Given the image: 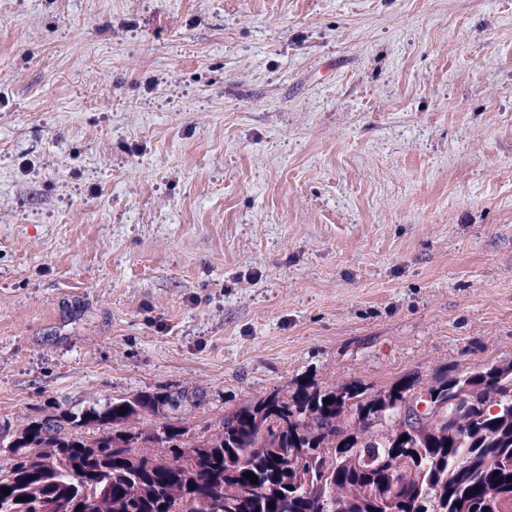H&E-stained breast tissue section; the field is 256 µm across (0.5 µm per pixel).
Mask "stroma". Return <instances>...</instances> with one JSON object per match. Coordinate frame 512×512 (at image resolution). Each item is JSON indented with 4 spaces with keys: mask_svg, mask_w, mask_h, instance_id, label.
<instances>
[{
    "mask_svg": "<svg viewBox=\"0 0 512 512\" xmlns=\"http://www.w3.org/2000/svg\"><path fill=\"white\" fill-rule=\"evenodd\" d=\"M512 361V0H0V426Z\"/></svg>",
    "mask_w": 512,
    "mask_h": 512,
    "instance_id": "1",
    "label": "stroma"
}]
</instances>
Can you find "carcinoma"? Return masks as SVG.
Instances as JSON below:
<instances>
[{
	"instance_id": "cac0c4a2",
	"label": "carcinoma",
	"mask_w": 512,
	"mask_h": 512,
	"mask_svg": "<svg viewBox=\"0 0 512 512\" xmlns=\"http://www.w3.org/2000/svg\"><path fill=\"white\" fill-rule=\"evenodd\" d=\"M423 389L447 413L415 427L396 407ZM199 397L144 392L0 428V488L10 489L0 502L14 512H210L215 500L224 512H512V362L375 393L303 382L225 414L209 435L178 420L140 427L142 413ZM91 425L100 433L87 439Z\"/></svg>"
}]
</instances>
